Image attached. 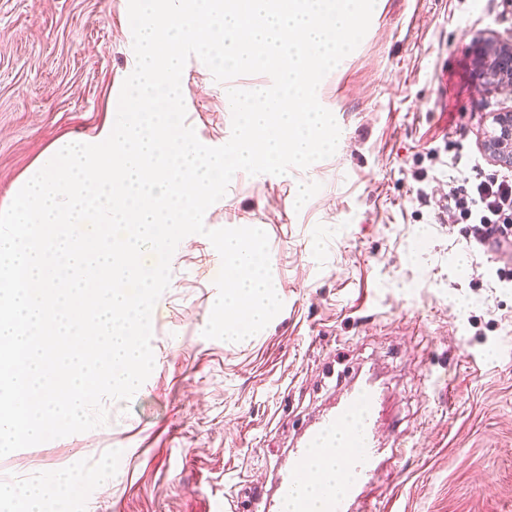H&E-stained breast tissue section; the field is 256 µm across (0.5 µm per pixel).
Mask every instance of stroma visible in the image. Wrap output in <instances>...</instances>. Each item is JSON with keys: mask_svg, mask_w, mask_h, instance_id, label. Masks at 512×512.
Masks as SVG:
<instances>
[{"mask_svg": "<svg viewBox=\"0 0 512 512\" xmlns=\"http://www.w3.org/2000/svg\"><path fill=\"white\" fill-rule=\"evenodd\" d=\"M125 0H0V204L57 140L101 126L134 55ZM512 37L506 0H376L359 46L319 89L341 129L315 162L320 191L233 176L209 226L263 225L281 312L249 343L204 338L221 259L179 244L152 314L154 369L105 425L0 458V485L55 482L66 512H237L274 495L308 427L374 379L385 456L356 507L512 512V257L471 246L448 210L472 169L505 174L481 143L512 95L479 90L478 33ZM190 58L202 137L231 134L227 90ZM76 492H69V483Z\"/></svg>", "mask_w": 512, "mask_h": 512, "instance_id": "35a3bbf8", "label": "stroma"}]
</instances>
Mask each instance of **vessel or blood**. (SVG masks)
<instances>
[{
    "instance_id": "vessel-or-blood-1",
    "label": "vessel or blood",
    "mask_w": 512,
    "mask_h": 512,
    "mask_svg": "<svg viewBox=\"0 0 512 512\" xmlns=\"http://www.w3.org/2000/svg\"><path fill=\"white\" fill-rule=\"evenodd\" d=\"M379 403L380 394L372 384L351 388L333 411L323 414L308 429L300 447L293 449L288 470L278 480L275 499L264 501L261 512H281L290 502L295 512H309L308 504L297 501L296 490L308 478L309 462L315 457L323 472H339L346 485L341 493L334 485H323V512H351L388 449L378 435ZM347 424L352 427L348 442L344 448H337L335 431Z\"/></svg>"
}]
</instances>
